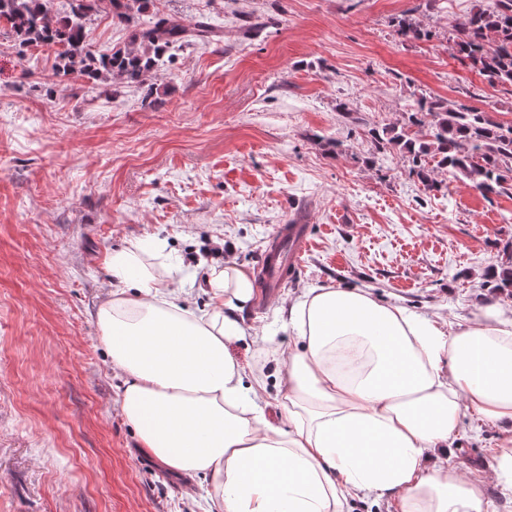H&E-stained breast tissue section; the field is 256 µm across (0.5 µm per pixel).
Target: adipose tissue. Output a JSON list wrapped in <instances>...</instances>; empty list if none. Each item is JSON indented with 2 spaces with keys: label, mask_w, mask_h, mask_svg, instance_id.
Wrapping results in <instances>:
<instances>
[{
  "label": "adipose tissue",
  "mask_w": 512,
  "mask_h": 512,
  "mask_svg": "<svg viewBox=\"0 0 512 512\" xmlns=\"http://www.w3.org/2000/svg\"><path fill=\"white\" fill-rule=\"evenodd\" d=\"M119 287L96 319L123 378L121 411L168 471L209 478L220 512H490L481 485L430 452L451 451L463 413L505 428L493 472L512 497V307L491 304L446 331L369 293L309 289L292 301L300 345L280 371L279 415L244 381L231 342L254 295L248 270L211 268L208 309L180 304L178 265L137 241L112 251Z\"/></svg>",
  "instance_id": "1"
}]
</instances>
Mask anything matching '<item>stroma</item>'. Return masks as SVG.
Here are the masks:
<instances>
[{"label":"stroma","instance_id":"stroma-1","mask_svg":"<svg viewBox=\"0 0 512 512\" xmlns=\"http://www.w3.org/2000/svg\"><path fill=\"white\" fill-rule=\"evenodd\" d=\"M474 0H151L155 17L223 24L220 42L176 50L142 84L55 74L57 49L18 55L0 36V512H211L208 482L167 471L139 446L95 311L109 251L152 240L205 308L211 266L257 274L280 225L304 224L295 275L236 311L281 347L289 299L333 285L368 291L444 328L489 302L512 195L486 199L435 172L427 189L372 127L436 96L512 122V90L453 57L451 26ZM431 30L407 40L406 11ZM346 111H339V104ZM340 150H333V143ZM229 349L262 371L268 411L279 360L254 337ZM440 455L512 512L492 471L502 431L465 414Z\"/></svg>","mask_w":512,"mask_h":512}]
</instances>
